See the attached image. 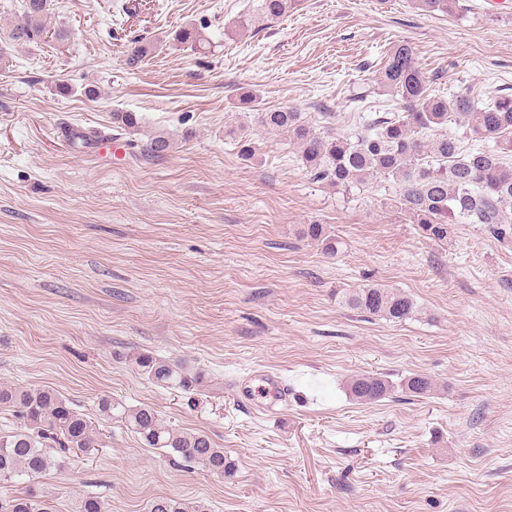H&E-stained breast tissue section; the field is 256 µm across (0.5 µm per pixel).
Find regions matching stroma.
Wrapping results in <instances>:
<instances>
[{
    "label": "stroma",
    "mask_w": 512,
    "mask_h": 512,
    "mask_svg": "<svg viewBox=\"0 0 512 512\" xmlns=\"http://www.w3.org/2000/svg\"><path fill=\"white\" fill-rule=\"evenodd\" d=\"M459 2L448 15L414 0H295L241 28L257 0H51L68 40L0 63V384L53 390L92 419L103 396L151 406L208 434L235 473L216 477L112 421L103 447L49 443L63 468L0 495L33 487L52 512L82 496L112 512H148L158 496L210 512H512V235L453 224L428 238L391 184L312 181L286 134L236 106L251 91L314 131L350 132L394 107L377 77L401 41L444 95L512 94V0ZM187 25L207 49L176 43ZM136 40L154 50L133 68ZM117 109L141 118L140 133L113 127ZM66 129L112 135L128 155L91 158ZM154 132L173 140L166 157L142 151ZM313 222L340 240L337 255L303 236ZM372 283L410 294L421 315L394 322L343 303ZM141 352L188 361L209 384L159 388L135 367ZM263 371L288 382L289 402L258 411L230 395ZM415 373L438 391L371 404L346 391L357 374Z\"/></svg>",
    "instance_id": "1"
}]
</instances>
